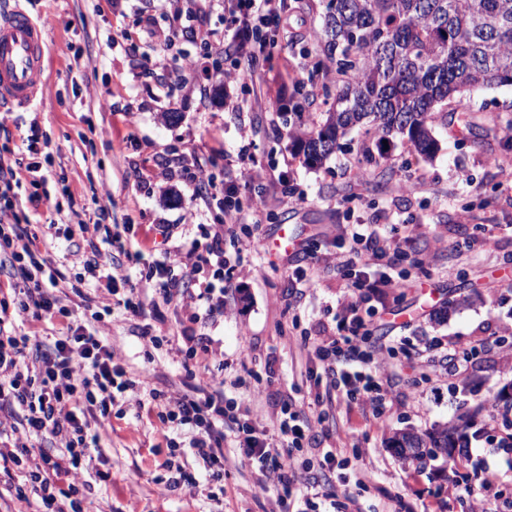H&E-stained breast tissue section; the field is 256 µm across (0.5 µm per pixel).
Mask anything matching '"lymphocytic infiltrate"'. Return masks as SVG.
I'll return each mask as SVG.
<instances>
[{
	"mask_svg": "<svg viewBox=\"0 0 512 512\" xmlns=\"http://www.w3.org/2000/svg\"><path fill=\"white\" fill-rule=\"evenodd\" d=\"M285 0H224L227 31L236 56L230 82L256 81V66L266 49L258 24L278 19ZM20 179L15 168L0 157V276L10 284L12 299H0V487L12 499L39 502L43 512H83L75 479L82 473L97 445L95 428L110 415L116 399L127 393L147 394L160 425L156 434L167 447H176V429L193 433L189 446L207 467L232 468L248 464L261 488H273L270 512H322L321 484L331 481L343 451L326 448L323 462L313 475L299 473L297 452L329 434L326 408L339 396L359 401L372 421L382 420L390 403L387 361L383 354L361 345L365 326L361 301L343 300L336 334L311 344L310 352L323 363L326 381L313 408L285 403L270 429L277 443L258 438L253 424L241 421L238 411L256 393L233 381L237 394L227 397L224 359L204 350L193 372L199 382L186 393L152 387L147 376L128 375L105 337L88 330L81 321L69 320L64 306L66 278L52 267L35 243L29 225L19 223L14 212L13 189ZM336 254L340 270L357 266H394L403 243L386 237L378 225L358 224L341 231ZM224 236L215 233L203 251H166L149 272L155 281L154 300L163 304L204 307L213 314L216 288H231L224 275ZM32 314L38 321L57 317L68 320L65 332L45 342L16 330V319ZM233 435L238 457L224 453L226 435ZM49 443V451L31 450L33 439ZM457 493L472 502V512H512V495L506 494L497 473L476 486H457Z\"/></svg>",
	"mask_w": 512,
	"mask_h": 512,
	"instance_id": "f902f5d3",
	"label": "lymphocytic infiltrate"
}]
</instances>
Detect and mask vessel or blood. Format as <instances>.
<instances>
[{"label": "vessel or blood", "instance_id": "obj_1", "mask_svg": "<svg viewBox=\"0 0 512 512\" xmlns=\"http://www.w3.org/2000/svg\"><path fill=\"white\" fill-rule=\"evenodd\" d=\"M44 40L22 8L0 11V107H26L38 94Z\"/></svg>", "mask_w": 512, "mask_h": 512}]
</instances>
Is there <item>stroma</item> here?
I'll return each instance as SVG.
<instances>
[{
	"label": "stroma",
	"instance_id": "35a3bbf8",
	"mask_svg": "<svg viewBox=\"0 0 512 512\" xmlns=\"http://www.w3.org/2000/svg\"><path fill=\"white\" fill-rule=\"evenodd\" d=\"M20 6L42 28L50 52L45 57L39 94L28 107L0 110V149L26 156L29 134L52 162L40 174L47 189L68 187L59 196L60 213L35 204L30 183H23L17 213L33 225L39 246L57 265H70L66 235L87 225L86 239L95 244L99 263L112 265L116 288L141 287L147 263L159 259L165 246L190 250L205 245L215 231L224 233L227 257H239L235 290L213 294L223 313L208 321L179 304L144 307L132 314L107 292L106 280L78 281V294L67 304L89 328L106 336L127 370L147 373L153 385L189 390L195 380L183 364L189 351L183 333L204 336L209 349L224 355V374L261 387L263 396L252 414L275 416L281 399L312 402L317 387L309 376L310 361L301 356L303 337L336 332L340 300L352 295L357 270L333 268L340 227L381 224L387 236L409 238L412 256L390 269L415 287L387 293L376 304L370 340L394 339L390 360L400 366L402 380L393 390V405L383 425L366 419L355 405L335 413L328 446L359 455L372 479L357 486L354 476L334 480L327 492L337 503L356 498L362 512H470L467 499L456 495L453 482L478 485L484 469L496 471L512 491V471L500 457L487 453L488 435H504L493 427L492 407L512 404V357L482 353L468 363L467 378L454 383L440 357L414 370L413 359L427 344L474 345L481 336L512 344V183L502 170L512 168V87L478 88L448 103L438 114L434 136L439 149L419 158L402 139L385 157L366 162L365 150L376 147L365 128L352 130L321 166L304 164L288 135L300 117L327 109L324 96H312L309 73L302 63L321 34V0H286L288 20L303 40L286 37L275 21L264 27L269 59L260 85L239 90L245 109L228 112L213 97L223 87L224 72L235 56L223 51L224 0H21ZM174 36L169 50L157 52V36ZM217 48L208 75L189 67L200 55V38ZM68 43V55L55 46ZM178 113L168 121L166 113ZM473 113L475 124L463 129L453 114ZM248 147L263 176L244 182L236 162ZM202 170L203 197L190 199L180 179L183 169ZM235 181V197L243 211L257 214L269 239L278 231L296 236L297 249L271 247L264 255L238 254L237 241L251 227L224 229V190ZM287 183L303 195L300 204L279 205L272 188ZM110 197L107 217H99L95 201ZM124 227V249L95 230L97 220ZM173 227L163 240L160 225ZM142 250V261L129 252ZM323 276L311 290L303 281L313 268ZM303 289L289 302V289ZM159 336V345L142 332ZM250 350L242 359V350ZM470 415L469 426L455 450L454 462L437 458L422 470L394 453L389 440L397 432L426 433L441 425H457ZM100 453L92 465L107 480L90 479L87 512H213L216 494L224 496V512H268L269 495L248 469L210 477L191 449L179 458L197 484L170 490L166 464L170 450L155 434V413L135 402L111 409Z\"/></svg>",
	"mask_w": 512,
	"mask_h": 512
}]
</instances>
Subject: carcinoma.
Masks as SVG:
<instances>
[{
	"instance_id": "cac0c4a2",
	"label": "carcinoma",
	"mask_w": 512,
	"mask_h": 512,
	"mask_svg": "<svg viewBox=\"0 0 512 512\" xmlns=\"http://www.w3.org/2000/svg\"><path fill=\"white\" fill-rule=\"evenodd\" d=\"M324 37L312 69L327 64L336 94L330 108L290 134L303 161L317 166L352 128L370 124L376 139L400 136L419 155L437 150L435 112L481 87L512 86V0H324ZM456 430L401 432L390 447L417 467L419 448L456 447Z\"/></svg>"
}]
</instances>
